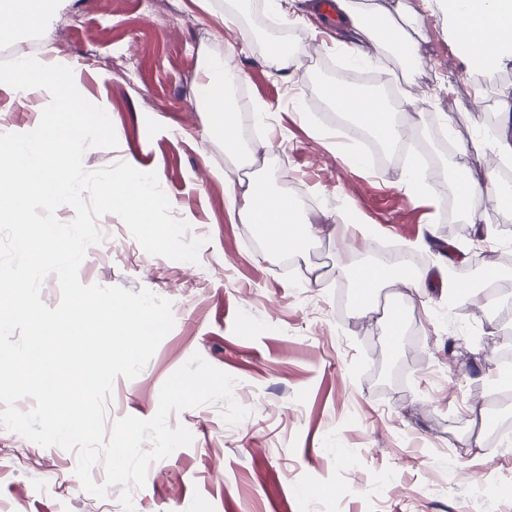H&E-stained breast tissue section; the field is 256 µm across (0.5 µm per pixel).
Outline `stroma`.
Wrapping results in <instances>:
<instances>
[{
  "instance_id": "1",
  "label": "stroma",
  "mask_w": 512,
  "mask_h": 512,
  "mask_svg": "<svg viewBox=\"0 0 512 512\" xmlns=\"http://www.w3.org/2000/svg\"><path fill=\"white\" fill-rule=\"evenodd\" d=\"M424 20L422 65L409 80L414 137L434 145L438 114L452 118L450 138L467 144L482 135L471 109L477 89L495 107L512 92V63L479 81L459 55L448 18L434 0H403ZM225 0H58L50 39L36 25L0 28V71L17 58H50L71 68L79 92L107 111L118 145L91 148L86 169L124 161L156 173L172 215L202 239L194 263L144 251L124 222L101 216L102 239L79 269L84 284L149 289L173 304L175 324L142 371L117 377L106 427L126 416L148 419L166 379L200 354L234 378V397L249 408L236 425L220 405L171 413L191 445L153 462L134 490L135 512H512V402L492 393L512 378V267L496 266L502 289L495 311L476 315L451 304L447 270L467 269V284L486 279L478 260L485 243L475 225L449 232L454 217L442 196L424 199L401 182L400 167L355 162L361 139L330 116L323 69L391 72L394 57L355 61L340 55L336 28L255 23L263 0H243L236 18ZM293 38L300 54L316 48L298 74L276 73L268 41ZM232 53L240 75L232 89L248 145L267 142L266 167L275 191L294 198L319 224L317 240L293 266L271 257L260 233L224 207V148L203 138L204 115L190 102L200 52ZM50 102L0 112V133L37 136L52 126ZM347 205V220L336 217ZM425 257L429 288L423 303L404 302L398 289L376 293L374 312L352 313L345 272L373 264L378 247ZM325 275L304 282L307 267ZM403 315L392 337L380 310ZM481 447L468 448V436ZM75 453L43 447L0 427V512H124L121 486L98 497L74 474Z\"/></svg>"
}]
</instances>
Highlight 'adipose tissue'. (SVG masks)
Listing matches in <instances>:
<instances>
[{
	"mask_svg": "<svg viewBox=\"0 0 512 512\" xmlns=\"http://www.w3.org/2000/svg\"><path fill=\"white\" fill-rule=\"evenodd\" d=\"M448 14L449 32L461 57L473 68L490 71L505 57H512V36L489 39L491 28L512 29V0H434ZM336 23L354 32L349 49L362 59L400 49L405 60H415L416 38L423 26L416 16L403 11L364 13L357 0H334ZM199 82L193 103L205 114L207 140L224 146L227 163L219 177L224 181V206L240 223L255 225L266 241L269 255H296L316 238L318 228L301 211L295 200L276 193L267 181L242 177L238 113L231 105L228 90L238 73L230 61L203 53ZM0 91L7 96V106L25 105L30 95L50 98L56 112L74 111L71 94L61 85L53 60L24 59L21 64L0 74ZM332 107L354 125L367 128L381 143L389 145L401 135V122L395 109L375 99L353 92L345 81H337L326 90ZM84 137L71 132L67 122H60L39 139L17 141L0 139V162L16 168V180L0 185V213L11 214L14 223L24 221L28 204L39 198L48 203L78 206L81 193L69 174L83 154ZM466 223L480 224L485 218L487 201L503 205L512 202V194L500 183L478 181L469 176L456 177ZM366 283L370 290L395 284L402 296L421 300L427 274L395 266L371 267Z\"/></svg>",
	"mask_w": 512,
	"mask_h": 512,
	"instance_id": "ef3b65f1",
	"label": "adipose tissue"
}]
</instances>
